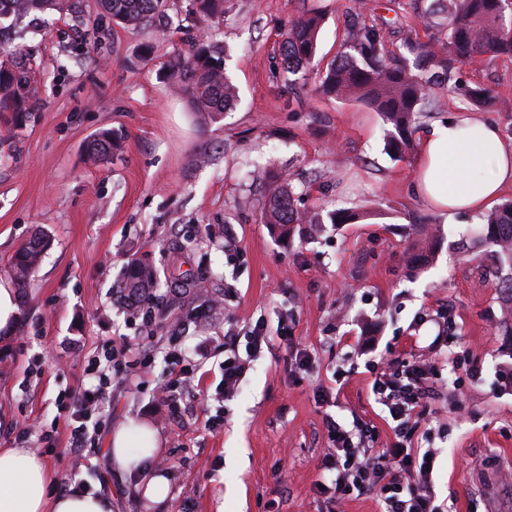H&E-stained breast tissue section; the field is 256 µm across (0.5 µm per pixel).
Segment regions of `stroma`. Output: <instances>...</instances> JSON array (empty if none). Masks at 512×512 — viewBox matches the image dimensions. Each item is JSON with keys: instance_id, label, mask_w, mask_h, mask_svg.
Returning a JSON list of instances; mask_svg holds the SVG:
<instances>
[{"instance_id": "1", "label": "stroma", "mask_w": 512, "mask_h": 512, "mask_svg": "<svg viewBox=\"0 0 512 512\" xmlns=\"http://www.w3.org/2000/svg\"><path fill=\"white\" fill-rule=\"evenodd\" d=\"M189 3L163 0L153 25L132 29L83 0L81 16L27 17L0 34L26 46L27 107L22 126H0V279L35 231L53 239L30 280L24 333L0 342V448L36 449L53 491L85 487L110 497L112 512H331L333 489H316L332 446L326 417L370 428L372 450L390 447L372 371L423 363L434 394L410 442L436 432L438 501L448 512H512V299L498 286L482 215L448 218L418 204L409 193L417 153L387 152L378 112L317 95L314 75L291 86L280 76L289 21L324 14L316 62L326 68L347 48L351 0H224L223 18L208 22ZM363 18L401 19L424 42L442 34L410 0H366ZM201 34L224 47L239 90L217 122L166 77ZM83 39L91 53L71 54ZM455 76L493 88L496 106L474 111L443 94L413 141L455 111L512 130V59L479 58ZM106 129L123 133L121 150L89 155ZM264 168L290 177L304 207L352 221L272 237ZM133 258L152 262L164 283L206 280L223 307L192 320L184 314L200 304L189 296L127 308L112 285ZM259 322L268 348L237 395L217 401L225 332ZM121 337L127 370L99 413L94 447L74 454L73 408L61 396L89 387L88 360ZM175 349L199 367L192 396L178 402L155 389ZM300 352L309 370L296 368ZM471 361L479 378L465 372ZM219 410L224 424L210 428ZM132 420L157 434L148 466L168 481L164 502L145 496L139 471L110 462L109 437Z\"/></svg>"}]
</instances>
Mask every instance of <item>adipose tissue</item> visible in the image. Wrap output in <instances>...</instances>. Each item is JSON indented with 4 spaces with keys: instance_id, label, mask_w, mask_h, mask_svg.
I'll list each match as a JSON object with an SVG mask.
<instances>
[{
    "instance_id": "adipose-tissue-1",
    "label": "adipose tissue",
    "mask_w": 512,
    "mask_h": 512,
    "mask_svg": "<svg viewBox=\"0 0 512 512\" xmlns=\"http://www.w3.org/2000/svg\"><path fill=\"white\" fill-rule=\"evenodd\" d=\"M512 185V141L503 140L497 123L465 115L435 123L420 142L412 192L440 214H477L488 208L504 187ZM123 426L111 435L107 451L112 463L127 469L151 455L157 440L132 446ZM53 477L29 448H0V512H112L110 498L88 491L54 494Z\"/></svg>"
}]
</instances>
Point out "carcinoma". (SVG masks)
<instances>
[{
    "instance_id": "1",
    "label": "carcinoma",
    "mask_w": 512,
    "mask_h": 512,
    "mask_svg": "<svg viewBox=\"0 0 512 512\" xmlns=\"http://www.w3.org/2000/svg\"><path fill=\"white\" fill-rule=\"evenodd\" d=\"M104 14L119 25L139 28L156 15L162 0H99ZM192 10L204 18L224 11V0H191ZM78 0H0V33L3 21L30 13H71ZM429 15L447 13L444 37L423 42L413 34L404 37L396 56H388L382 29L359 23L347 38L349 50L327 69L318 73V91L325 97L353 99L380 112L389 126L386 145L390 153L402 156L413 148L412 125L416 116L436 99L437 86L451 80L453 70L477 57L512 59V0H429ZM323 17L305 13L284 28L279 42L281 76L288 80L314 67L318 36ZM11 55L10 68L0 61V121L18 125L26 117L22 79L15 73L24 57L23 48L6 46L0 40V54ZM172 84L191 102L193 111L217 122L237 101L236 87L224 72L223 50L205 39H198L179 56L170 70ZM477 108L496 101L493 90L483 86L460 89ZM122 135L106 130L91 142L90 150L105 156ZM300 196L288 179L279 177L263 203L264 223L277 237L293 235L296 224H343L353 216L334 210L322 216L298 208ZM485 241L495 247L504 275L502 287L512 297V202L505 203L486 217ZM50 239L36 235L16 251L10 276L19 295H26L30 278L39 266ZM157 269L137 258L131 259L115 288L124 302L136 306L152 299L160 290Z\"/></svg>"
}]
</instances>
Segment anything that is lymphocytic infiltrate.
<instances>
[{
	"label": "lymphocytic infiltrate",
	"instance_id": "f902f5d3",
	"mask_svg": "<svg viewBox=\"0 0 512 512\" xmlns=\"http://www.w3.org/2000/svg\"><path fill=\"white\" fill-rule=\"evenodd\" d=\"M128 349V342L120 341L105 351L103 359L89 363L87 374L94 380V388L88 393H72L77 405L70 424L73 451L89 447L92 437L88 409L101 407L109 398L113 360ZM426 380L425 368L416 364L406 365L397 373L381 371L375 376L373 391L387 409L397 439L393 447L371 452L366 446L368 429L358 426L348 430L335 420H327L326 429L333 443L327 455L328 469L337 502L371 495L378 500L382 512H446L436 503L433 463L428 462L426 453L420 449L403 445L404 439L412 436L419 426V410L429 397Z\"/></svg>",
	"mask_w": 512,
	"mask_h": 512
}]
</instances>
